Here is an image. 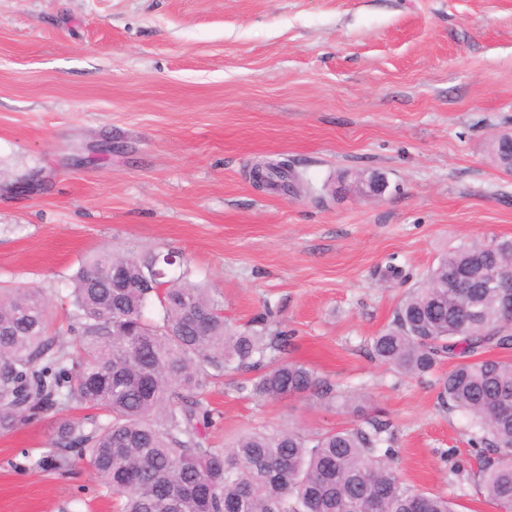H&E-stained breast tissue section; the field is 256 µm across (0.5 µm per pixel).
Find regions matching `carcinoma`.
<instances>
[{"label":"carcinoma","instance_id":"carcinoma-1","mask_svg":"<svg viewBox=\"0 0 512 512\" xmlns=\"http://www.w3.org/2000/svg\"><path fill=\"white\" fill-rule=\"evenodd\" d=\"M508 138H496L492 153L511 173ZM173 258L102 251L84 260L67 294L74 352L53 351L41 289L0 288V431L56 407L98 411L88 426L58 418L36 465L66 473L82 463L117 497L118 512H452L447 498L399 479L391 424L376 417L316 435L253 430L227 448L206 445L216 416L203 394L226 373L257 372L238 389L265 400L334 399L336 389L306 364L276 356L267 319L241 328L204 284L153 278ZM490 269L512 274V239L449 250L372 339L371 354L416 376L461 358L438 398L469 416L483 489L509 508L512 360L481 354L512 349V288L490 282ZM151 304L155 319L144 317Z\"/></svg>","mask_w":512,"mask_h":512}]
</instances>
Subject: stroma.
Masks as SVG:
<instances>
[{"instance_id": "35a3bbf8", "label": "stroma", "mask_w": 512, "mask_h": 512, "mask_svg": "<svg viewBox=\"0 0 512 512\" xmlns=\"http://www.w3.org/2000/svg\"><path fill=\"white\" fill-rule=\"evenodd\" d=\"M506 132L512 0H0V285L41 288L68 351L82 260L183 256L171 276L207 284L236 324L266 316L281 357L337 385L333 401L259 400L217 380L211 447L379 414L402 482L499 512L436 374L368 349L439 256L512 238V173L492 156ZM283 160L288 190L253 186L255 164ZM373 172L382 195L352 191ZM58 416L0 432V512H115L84 465L33 468Z\"/></svg>"}]
</instances>
